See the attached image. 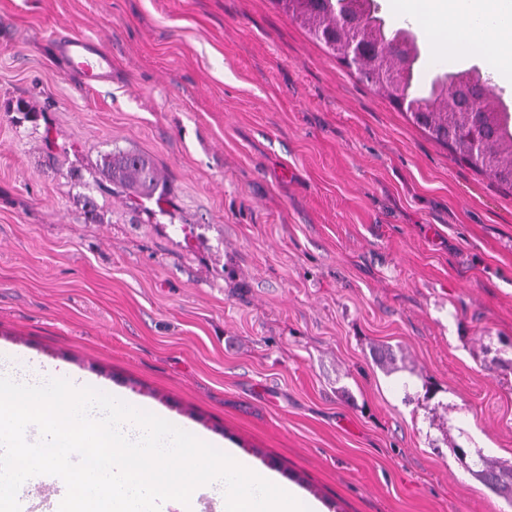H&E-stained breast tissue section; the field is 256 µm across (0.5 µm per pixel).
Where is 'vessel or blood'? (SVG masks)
Masks as SVG:
<instances>
[{"label": "vessel or blood", "instance_id": "vessel-or-blood-1", "mask_svg": "<svg viewBox=\"0 0 512 512\" xmlns=\"http://www.w3.org/2000/svg\"><path fill=\"white\" fill-rule=\"evenodd\" d=\"M56 50L66 67L81 76L86 87L111 81L112 54L102 42L70 34L58 38Z\"/></svg>", "mask_w": 512, "mask_h": 512}]
</instances>
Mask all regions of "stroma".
<instances>
[{
	"label": "stroma",
	"mask_w": 512,
	"mask_h": 512,
	"mask_svg": "<svg viewBox=\"0 0 512 512\" xmlns=\"http://www.w3.org/2000/svg\"><path fill=\"white\" fill-rule=\"evenodd\" d=\"M379 14L422 82L475 68L512 110ZM59 32L104 42L111 82ZM119 151L160 207L112 188ZM1 360L130 392L328 512H512L461 459L512 465V191L274 0H0ZM56 50L66 67L78 73L87 88L112 80V54L102 42L70 34L58 38ZM103 170L112 184L131 190L141 202L156 197V203H160L170 194L151 161L139 152L108 154L103 158Z\"/></svg>",
	"instance_id": "obj_1"
}]
</instances>
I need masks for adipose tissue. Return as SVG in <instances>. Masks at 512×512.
I'll use <instances>...</instances> for the list:
<instances>
[{"mask_svg": "<svg viewBox=\"0 0 512 512\" xmlns=\"http://www.w3.org/2000/svg\"><path fill=\"white\" fill-rule=\"evenodd\" d=\"M386 6L416 21L443 52L479 59L512 83V0H386Z\"/></svg>", "mask_w": 512, "mask_h": 512, "instance_id": "ef3b65f1", "label": "adipose tissue"}]
</instances>
